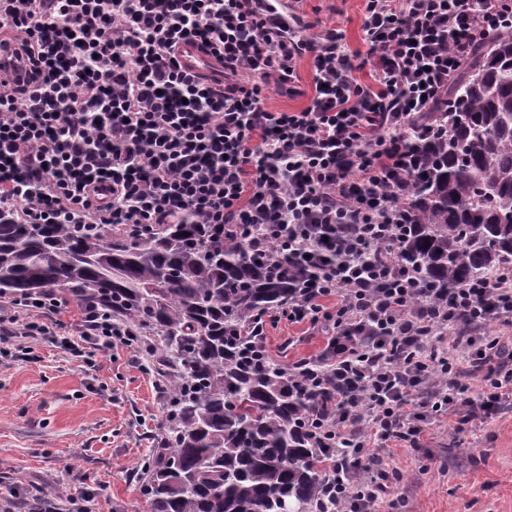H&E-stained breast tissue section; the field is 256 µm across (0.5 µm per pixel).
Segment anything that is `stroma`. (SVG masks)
<instances>
[{
	"instance_id": "35a3bbf8",
	"label": "stroma",
	"mask_w": 512,
	"mask_h": 512,
	"mask_svg": "<svg viewBox=\"0 0 512 512\" xmlns=\"http://www.w3.org/2000/svg\"><path fill=\"white\" fill-rule=\"evenodd\" d=\"M363 0H302L317 30L340 29L350 50H364ZM313 90L308 61L294 84L266 86L277 111L305 107ZM325 332L280 320L265 344L285 364L322 352ZM30 355L0 357V499L40 497L60 486L78 497L91 492L93 512H149L141 493L142 458L165 423L157 373L136 352L98 351L93 366L61 345L30 344ZM454 419L429 421L419 447L376 448L397 468L405 512H512V408L456 431Z\"/></svg>"
}]
</instances>
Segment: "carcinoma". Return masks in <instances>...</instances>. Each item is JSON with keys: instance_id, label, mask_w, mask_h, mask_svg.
I'll list each match as a JSON object with an SVG mask.
<instances>
[{"instance_id": "1", "label": "carcinoma", "mask_w": 512, "mask_h": 512, "mask_svg": "<svg viewBox=\"0 0 512 512\" xmlns=\"http://www.w3.org/2000/svg\"><path fill=\"white\" fill-rule=\"evenodd\" d=\"M447 132L410 175L414 224L397 243L423 288L512 272V29L479 48L448 87ZM55 289L96 301L142 336L166 385V425L142 464L150 512H313L323 455L318 400L252 335L295 296L243 241L201 224L130 236L0 219V294Z\"/></svg>"}]
</instances>
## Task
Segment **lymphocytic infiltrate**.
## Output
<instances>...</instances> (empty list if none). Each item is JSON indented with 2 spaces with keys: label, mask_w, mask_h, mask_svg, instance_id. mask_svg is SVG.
Instances as JSON below:
<instances>
[{
  "label": "lymphocytic infiltrate",
  "mask_w": 512,
  "mask_h": 512,
  "mask_svg": "<svg viewBox=\"0 0 512 512\" xmlns=\"http://www.w3.org/2000/svg\"><path fill=\"white\" fill-rule=\"evenodd\" d=\"M364 57L327 28L272 0H0L4 49L20 65L0 81V208L27 224H96L137 234L205 224L253 253L280 244L298 279L268 321L308 322L325 350L296 362L299 383L335 388L324 435L351 447L326 468L318 512H374L400 482L368 442L418 447L431 418L464 426L512 405V349L481 335L512 316V275L447 295L420 287L396 244L411 214L409 175L425 159L409 135L474 49L512 16V0H364ZM201 41L224 85L184 70L176 52ZM309 59L306 107L272 111L262 80L291 81ZM368 80H361V68ZM257 76L252 86L236 77ZM60 292L0 304V354L17 338L53 339ZM82 341L150 352L110 309L80 308Z\"/></svg>",
  "instance_id": "lymphocytic-infiltrate-1"
}]
</instances>
